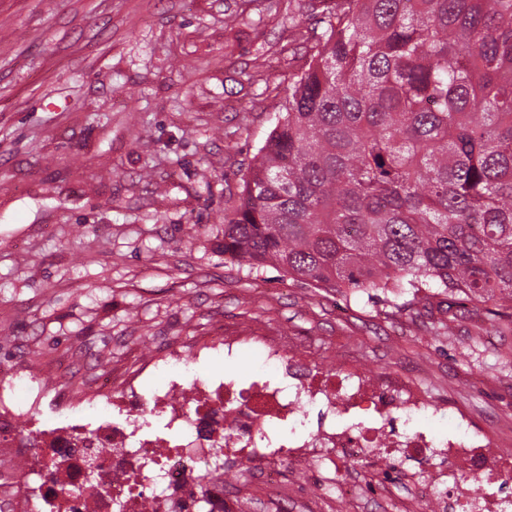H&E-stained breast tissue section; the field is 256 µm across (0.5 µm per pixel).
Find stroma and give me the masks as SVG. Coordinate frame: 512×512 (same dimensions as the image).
Returning <instances> with one entry per match:
<instances>
[{
	"label": "stroma",
	"mask_w": 512,
	"mask_h": 512,
	"mask_svg": "<svg viewBox=\"0 0 512 512\" xmlns=\"http://www.w3.org/2000/svg\"><path fill=\"white\" fill-rule=\"evenodd\" d=\"M311 0H0V383L32 380L38 424L127 349L222 328L379 382L404 377L512 444V328L482 313L429 333L224 254V213L309 61ZM37 432L0 437V512Z\"/></svg>",
	"instance_id": "obj_1"
}]
</instances>
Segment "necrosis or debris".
<instances>
[{"label": "necrosis or debris", "instance_id": "1", "mask_svg": "<svg viewBox=\"0 0 512 512\" xmlns=\"http://www.w3.org/2000/svg\"><path fill=\"white\" fill-rule=\"evenodd\" d=\"M248 343L259 349L250 378L196 375L199 363L234 357ZM159 375L163 383L144 402L142 386ZM396 389L359 369L338 374L290 362L275 332L202 336L190 351L172 346L101 375L88 408L117 410L120 421L89 429L77 413L46 427L54 454L45 477L36 487L21 478L15 494L22 512H114L119 504L124 512H197L198 484L210 471L206 450L217 444L238 484L255 479L283 490L287 472L303 477L325 464L373 473L382 496L399 466L419 476L402 512H512V461L487 466L494 441L471 428L438 441L410 427L412 415L434 404L414 393L397 401ZM147 410L162 432L138 423ZM91 463L95 491L73 498L70 488Z\"/></svg>", "mask_w": 512, "mask_h": 512}]
</instances>
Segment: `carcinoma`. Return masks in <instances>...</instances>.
Wrapping results in <instances>:
<instances>
[{"instance_id": "cac0c4a2", "label": "carcinoma", "mask_w": 512, "mask_h": 512, "mask_svg": "<svg viewBox=\"0 0 512 512\" xmlns=\"http://www.w3.org/2000/svg\"><path fill=\"white\" fill-rule=\"evenodd\" d=\"M322 31L224 254L400 311L512 317V0H317Z\"/></svg>"}]
</instances>
